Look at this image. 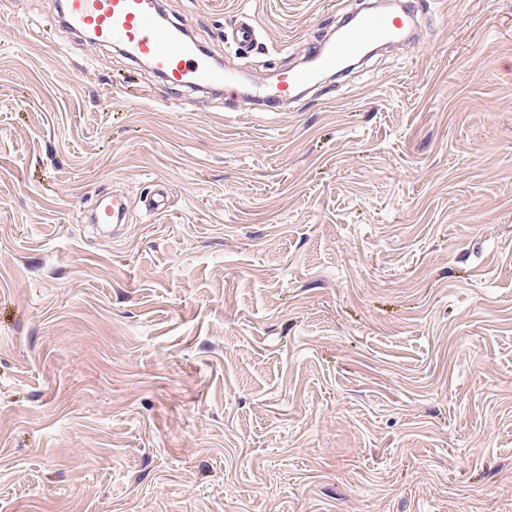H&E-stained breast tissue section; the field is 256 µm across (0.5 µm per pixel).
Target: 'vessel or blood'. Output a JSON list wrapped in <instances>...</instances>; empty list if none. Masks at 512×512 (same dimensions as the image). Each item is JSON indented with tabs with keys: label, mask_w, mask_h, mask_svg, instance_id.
I'll return each instance as SVG.
<instances>
[{
	"label": "vessel or blood",
	"mask_w": 512,
	"mask_h": 512,
	"mask_svg": "<svg viewBox=\"0 0 512 512\" xmlns=\"http://www.w3.org/2000/svg\"><path fill=\"white\" fill-rule=\"evenodd\" d=\"M70 28L92 34L105 45L130 49L135 60L146 63L169 87L217 86L234 95L237 78L217 69L207 54L184 40L176 26L156 21L145 0H63ZM410 22L408 14L372 12L343 27L336 40L311 44L308 65L282 71L264 103L295 99L317 80L319 73L342 70L346 64L372 44L404 33ZM259 24L250 16L240 17L232 29L234 41L253 46Z\"/></svg>",
	"instance_id": "b4317fda"
}]
</instances>
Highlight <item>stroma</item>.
Masks as SVG:
<instances>
[{
    "label": "stroma",
    "mask_w": 512,
    "mask_h": 512,
    "mask_svg": "<svg viewBox=\"0 0 512 512\" xmlns=\"http://www.w3.org/2000/svg\"><path fill=\"white\" fill-rule=\"evenodd\" d=\"M409 4L275 110L0 0V512H512V0ZM161 6L265 85L360 3ZM258 33V22L248 15L241 16L232 29L233 40L242 47L253 46L257 41Z\"/></svg>",
    "instance_id": "obj_1"
}]
</instances>
